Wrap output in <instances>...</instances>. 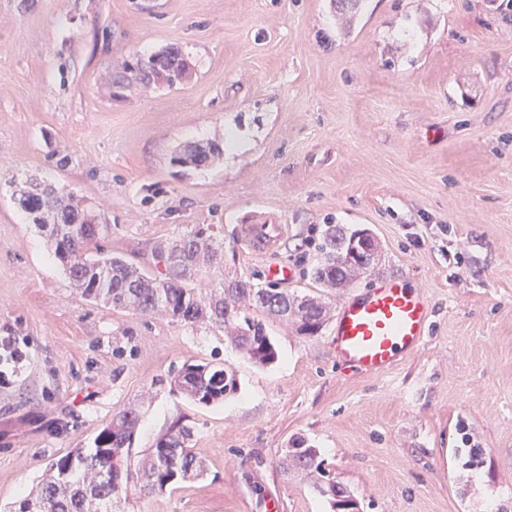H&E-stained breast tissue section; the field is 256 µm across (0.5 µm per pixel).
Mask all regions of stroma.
Returning a JSON list of instances; mask_svg holds the SVG:
<instances>
[{
    "label": "stroma",
    "mask_w": 512,
    "mask_h": 512,
    "mask_svg": "<svg viewBox=\"0 0 512 512\" xmlns=\"http://www.w3.org/2000/svg\"><path fill=\"white\" fill-rule=\"evenodd\" d=\"M180 47L191 79L112 97L134 52ZM243 149L208 168L172 164L185 143ZM37 178L75 191L108 227L100 244L157 269L158 243L223 236L224 274L313 293L329 224L380 243L374 273L332 309L396 277L429 301L423 346L392 371L341 378L332 325L274 322L260 367L223 332L77 294L12 199ZM242 224H284L253 255ZM0 512L58 457L139 406L145 452L176 417L204 480L121 512H334L281 458L319 448L360 512H512V9L501 0H0ZM232 365L240 389L200 406L169 373Z\"/></svg>",
    "instance_id": "stroma-1"
}]
</instances>
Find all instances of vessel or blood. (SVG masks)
Segmentation results:
<instances>
[{
  "instance_id": "b4317fda",
  "label": "vessel or blood",
  "mask_w": 512,
  "mask_h": 512,
  "mask_svg": "<svg viewBox=\"0 0 512 512\" xmlns=\"http://www.w3.org/2000/svg\"><path fill=\"white\" fill-rule=\"evenodd\" d=\"M286 231L282 224H246L239 240L254 254L273 250ZM428 301L396 279H381L340 307L332 345L339 366L359 375L394 368L422 346L429 326Z\"/></svg>"
}]
</instances>
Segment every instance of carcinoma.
I'll return each mask as SVG.
<instances>
[{"instance_id": "carcinoma-1", "label": "carcinoma", "mask_w": 512, "mask_h": 512, "mask_svg": "<svg viewBox=\"0 0 512 512\" xmlns=\"http://www.w3.org/2000/svg\"><path fill=\"white\" fill-rule=\"evenodd\" d=\"M190 69L179 47L138 54L113 74L112 86L123 92L133 84L182 83ZM218 142L193 143L176 156L186 166L208 167L220 159ZM13 199L61 263L71 287L97 304L190 326L220 329L227 341L260 366L278 359L268 322L294 327L300 336H315L323 328L327 305L320 298L264 286L247 277L220 279L209 288L199 278L223 263L224 241L202 231L155 248L156 257L173 256L156 276L122 257L102 255L99 241L107 225L98 222L72 192L30 179L14 185ZM359 231L345 232L329 224L312 267L316 288H344L374 265L352 255ZM253 310L255 315L244 314ZM170 384L193 402L210 406L224 402L240 387L237 371L215 361L185 363L171 371ZM141 416L127 407L112 416L93 440L92 448H77L53 461L35 489L14 503L9 512H112V504L131 496L149 497L178 485L203 479L204 461L192 446V429L175 421L143 455L133 454ZM288 463L308 475L325 476L318 449L300 437L293 439Z\"/></svg>"}]
</instances>
